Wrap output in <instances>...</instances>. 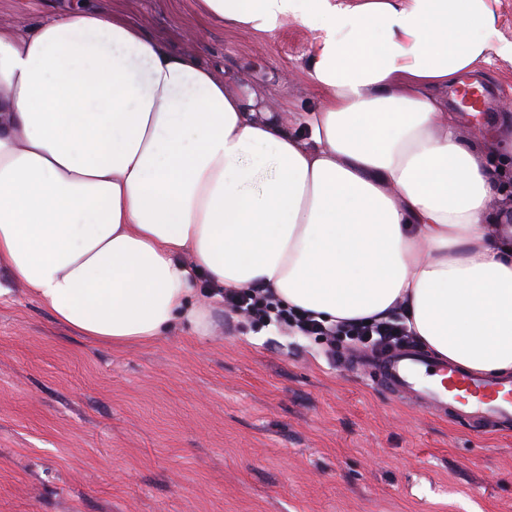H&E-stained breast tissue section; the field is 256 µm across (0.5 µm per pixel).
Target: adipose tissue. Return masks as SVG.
Segmentation results:
<instances>
[{
	"mask_svg": "<svg viewBox=\"0 0 512 512\" xmlns=\"http://www.w3.org/2000/svg\"><path fill=\"white\" fill-rule=\"evenodd\" d=\"M315 32L314 112L256 119L224 78L79 6L0 28V277L95 341L206 330L198 277L318 320L403 314L442 362L512 374V149L465 140L443 93L487 61V0H198Z\"/></svg>",
	"mask_w": 512,
	"mask_h": 512,
	"instance_id": "obj_1",
	"label": "adipose tissue"
}]
</instances>
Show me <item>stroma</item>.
Instances as JSON below:
<instances>
[{
  "instance_id": "35a3bbf8",
  "label": "stroma",
  "mask_w": 512,
  "mask_h": 512,
  "mask_svg": "<svg viewBox=\"0 0 512 512\" xmlns=\"http://www.w3.org/2000/svg\"><path fill=\"white\" fill-rule=\"evenodd\" d=\"M195 59L256 118L316 111L314 34L202 21L195 0H88ZM71 0H0L26 30ZM458 132L512 146V61L478 67ZM320 339L216 309L147 344L78 336L28 289L0 295V512H512V429L475 435L397 399Z\"/></svg>"
}]
</instances>
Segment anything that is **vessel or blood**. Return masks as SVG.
<instances>
[{
    "mask_svg": "<svg viewBox=\"0 0 512 512\" xmlns=\"http://www.w3.org/2000/svg\"><path fill=\"white\" fill-rule=\"evenodd\" d=\"M367 363L398 397H416L436 410L451 411L473 431L512 424V380L466 372L449 362H431L413 346L369 356Z\"/></svg>",
    "mask_w": 512,
    "mask_h": 512,
    "instance_id": "obj_1",
    "label": "vessel or blood"
}]
</instances>
